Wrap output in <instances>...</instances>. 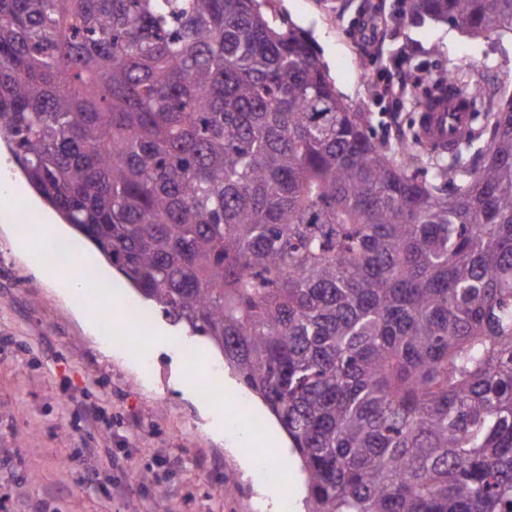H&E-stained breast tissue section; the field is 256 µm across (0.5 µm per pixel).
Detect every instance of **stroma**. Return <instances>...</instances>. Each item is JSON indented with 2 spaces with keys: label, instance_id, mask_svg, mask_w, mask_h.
Instances as JSON below:
<instances>
[{
  "label": "stroma",
  "instance_id": "obj_1",
  "mask_svg": "<svg viewBox=\"0 0 512 512\" xmlns=\"http://www.w3.org/2000/svg\"><path fill=\"white\" fill-rule=\"evenodd\" d=\"M260 4L274 26L309 36L337 93L370 114L378 140L396 128L413 133L416 96L448 70L470 73L487 106L512 95L510 32L474 38L414 18L411 0ZM369 21L377 34L364 41ZM398 81L403 91L387 92ZM45 207L31 189L0 200L1 213L20 216L0 222V512H268L224 431L229 420L253 437L273 426L261 400L239 385L205 402L200 392L224 356L162 316L152 319L148 350L103 342L99 327L77 317L79 297H64L14 247ZM89 407L98 422L86 420ZM117 457L123 468H113Z\"/></svg>",
  "mask_w": 512,
  "mask_h": 512
}]
</instances>
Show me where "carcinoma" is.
Instances as JSON below:
<instances>
[{"instance_id": "cac0c4a2", "label": "carcinoma", "mask_w": 512, "mask_h": 512, "mask_svg": "<svg viewBox=\"0 0 512 512\" xmlns=\"http://www.w3.org/2000/svg\"><path fill=\"white\" fill-rule=\"evenodd\" d=\"M412 10L512 32V0ZM0 139L261 397L307 512H512V96L420 153L258 0H0Z\"/></svg>"}]
</instances>
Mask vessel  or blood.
<instances>
[{
    "label": "vessel or blood",
    "instance_id": "obj_1",
    "mask_svg": "<svg viewBox=\"0 0 512 512\" xmlns=\"http://www.w3.org/2000/svg\"><path fill=\"white\" fill-rule=\"evenodd\" d=\"M469 106L467 96L456 91L430 104L419 116V136L423 145L445 149L467 125Z\"/></svg>",
    "mask_w": 512,
    "mask_h": 512
}]
</instances>
